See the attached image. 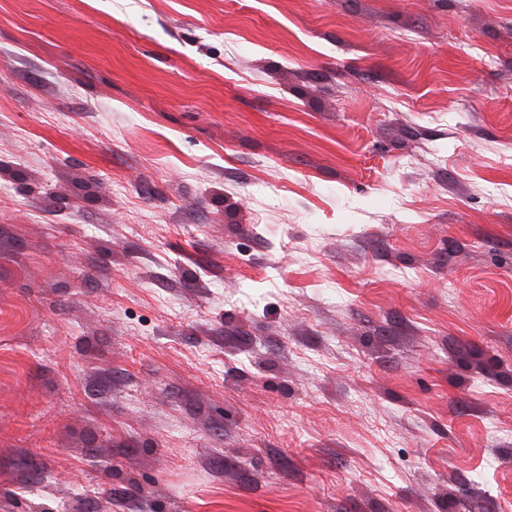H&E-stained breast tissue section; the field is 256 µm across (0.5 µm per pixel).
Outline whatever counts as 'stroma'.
<instances>
[{
    "instance_id": "35a3bbf8",
    "label": "stroma",
    "mask_w": 512,
    "mask_h": 512,
    "mask_svg": "<svg viewBox=\"0 0 512 512\" xmlns=\"http://www.w3.org/2000/svg\"><path fill=\"white\" fill-rule=\"evenodd\" d=\"M0 512H512V0H0Z\"/></svg>"
}]
</instances>
